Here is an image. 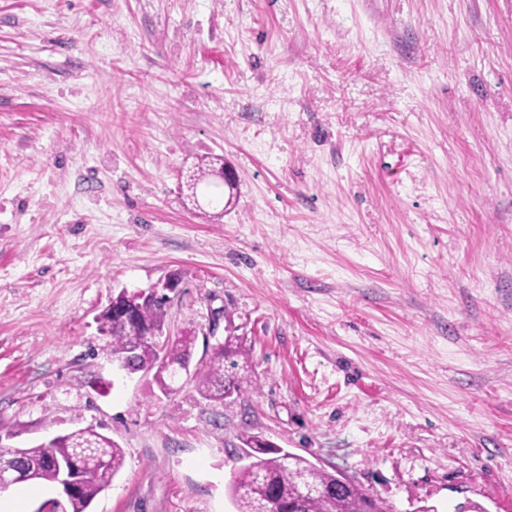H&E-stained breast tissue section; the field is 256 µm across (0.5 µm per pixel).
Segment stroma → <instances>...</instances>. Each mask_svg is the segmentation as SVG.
Wrapping results in <instances>:
<instances>
[{"instance_id": "35a3bbf8", "label": "stroma", "mask_w": 512, "mask_h": 512, "mask_svg": "<svg viewBox=\"0 0 512 512\" xmlns=\"http://www.w3.org/2000/svg\"><path fill=\"white\" fill-rule=\"evenodd\" d=\"M224 158L234 205L180 176ZM236 337L162 395L96 322ZM95 426L90 512H236L240 433L390 512H512V0H0V447ZM211 356L198 364L191 378L202 398L226 401L227 396L239 397L244 377L238 372L240 356L245 355L232 337L211 346Z\"/></svg>"}]
</instances>
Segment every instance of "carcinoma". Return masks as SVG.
Masks as SVG:
<instances>
[{
    "instance_id": "carcinoma-1",
    "label": "carcinoma",
    "mask_w": 512,
    "mask_h": 512,
    "mask_svg": "<svg viewBox=\"0 0 512 512\" xmlns=\"http://www.w3.org/2000/svg\"><path fill=\"white\" fill-rule=\"evenodd\" d=\"M168 299L150 298L138 305L127 321H112L102 311L97 322L107 335L106 350L126 355L131 371L150 369L163 394L175 391L170 370L191 363L193 336H180L163 345L152 334L162 331ZM243 355L233 338L211 346V356L198 364L192 378L202 398L225 401L240 396L243 377L238 372ZM249 463L238 469L230 491L237 512H387L369 490L357 483L343 485L341 474L319 468L308 459L269 446L259 435L238 436ZM18 462L34 472L32 481L57 484L53 459H75L78 492L64 505L65 512H88L92 501L112 482L124 464V453L112 438L93 426L58 437L55 444L12 449Z\"/></svg>"
}]
</instances>
